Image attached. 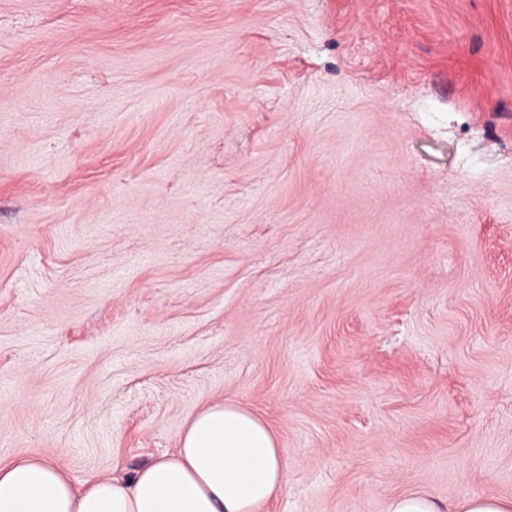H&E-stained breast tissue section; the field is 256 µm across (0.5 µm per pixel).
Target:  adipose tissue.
<instances>
[{"label":"adipose tissue","mask_w":512,"mask_h":512,"mask_svg":"<svg viewBox=\"0 0 512 512\" xmlns=\"http://www.w3.org/2000/svg\"><path fill=\"white\" fill-rule=\"evenodd\" d=\"M287 486L283 450L265 421L217 403L195 415L173 453L127 479L79 488L43 457L0 463V512H260Z\"/></svg>","instance_id":"adipose-tissue-1"}]
</instances>
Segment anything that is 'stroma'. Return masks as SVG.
I'll return each instance as SVG.
<instances>
[{"label": "stroma", "instance_id": "stroma-1", "mask_svg": "<svg viewBox=\"0 0 512 512\" xmlns=\"http://www.w3.org/2000/svg\"><path fill=\"white\" fill-rule=\"evenodd\" d=\"M217 402L263 512L512 499V0H0V460Z\"/></svg>", "mask_w": 512, "mask_h": 512}]
</instances>
